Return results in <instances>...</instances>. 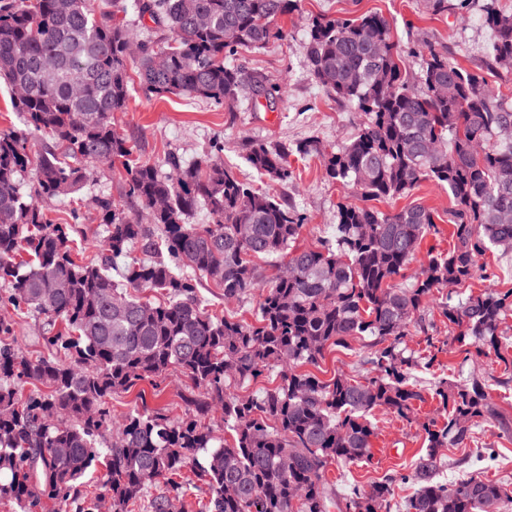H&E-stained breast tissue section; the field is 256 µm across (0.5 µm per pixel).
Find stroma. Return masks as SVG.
Here are the masks:
<instances>
[{
  "label": "stroma",
  "instance_id": "obj_1",
  "mask_svg": "<svg viewBox=\"0 0 512 512\" xmlns=\"http://www.w3.org/2000/svg\"><path fill=\"white\" fill-rule=\"evenodd\" d=\"M481 6L482 0H465L453 12L435 14L427 0H302L300 10L282 21L284 38L230 59L231 64L279 84L283 90L280 98L269 101L248 95L228 110L205 100L175 95L150 99L134 82L130 85L128 109L117 114L115 124L142 160L158 164L174 151L190 161L217 144L225 164L250 180L256 174L245 161L249 142L291 144L314 137L326 149L348 142L362 121L361 115L353 104L336 100L324 91L311 75L303 53L308 20L319 14L336 18L382 14L391 21L395 35L407 49L404 66L409 76H417L420 71L415 47L431 44L447 49L459 67L485 73L496 93L512 103V67L494 71L486 68L491 33L483 24ZM294 168L293 181L277 186L276 191L305 214L307 221L299 240L304 247L332 235L338 205L352 202L353 196L341 183L327 180L319 157L295 161ZM411 197L433 208L439 216L437 231L428 237V244L448 249L452 240L448 234L447 190L426 181L412 191ZM437 359L448 381L458 383L472 376L484 380L498 414L497 420L478 428L477 444L446 450L441 479L452 482L473 475L512 484V385L497 383L501 368L494 357L467 362L460 353L442 351ZM439 416V405L433 399L421 404L412 423L375 412L371 459L333 467V480L341 486L354 483L366 488L393 475L397 478L393 501L403 503L413 493L412 484L404 477L412 473L425 451L419 424Z\"/></svg>",
  "mask_w": 512,
  "mask_h": 512
}]
</instances>
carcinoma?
<instances>
[{
  "label": "carcinoma",
  "mask_w": 512,
  "mask_h": 512,
  "mask_svg": "<svg viewBox=\"0 0 512 512\" xmlns=\"http://www.w3.org/2000/svg\"><path fill=\"white\" fill-rule=\"evenodd\" d=\"M299 9L300 0H110L106 11L95 0H0V79L26 90L11 97L21 126L0 131V501L21 512H42L47 501L95 512L83 479L103 463L112 512H181L188 472L204 486L201 512H390L394 478L339 492L329 468L369 457L374 410L408 421L423 400L415 377L433 371L439 352L436 292L465 356L494 355L504 364L499 383L512 382V343L500 332L512 289L461 292L487 278L486 253H512V105L446 50L423 49L413 83L385 16L313 17L310 71L364 121L329 151L313 140L250 142L246 161L265 187L212 154L187 162L171 152L161 166L135 159L114 128L132 68L147 97L233 109L243 83L224 58L283 38L281 19ZM482 16L494 33L491 69L512 59V14L484 0ZM136 28L133 57L126 45ZM448 81L455 98L437 92ZM250 86L267 99L281 91L259 76ZM313 152L361 203L339 205L334 235L301 248L305 217L274 185L294 178L289 156ZM102 163L122 167L124 190L121 202L95 196L106 228L95 260L74 247L84 236L80 209L73 223L56 224L41 202L97 182ZM425 180L448 190L453 244L428 250L408 277L436 232L435 212L370 202L406 197ZM199 209L209 223L194 222ZM268 256L282 258L272 273L257 263ZM204 280L228 305L259 295L256 318L210 311L199 297ZM33 314L47 351L35 357L10 342L16 320ZM415 336L424 348L410 347ZM357 341L369 375L300 370ZM275 369L280 382L262 395L235 392ZM174 371L192 384L181 412L150 406L141 390L112 414L113 396L144 382L159 391ZM431 393L447 417L421 425L425 452L406 476L415 492L404 512H501L511 487L438 479L439 450L473 442L472 419H497L482 384L441 378Z\"/></svg>",
  "instance_id": "obj_1"
}]
</instances>
